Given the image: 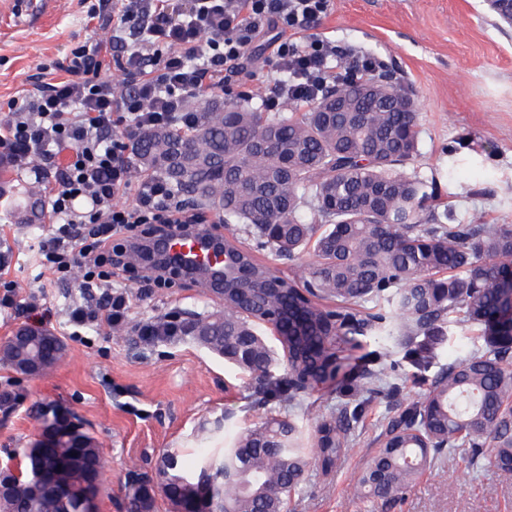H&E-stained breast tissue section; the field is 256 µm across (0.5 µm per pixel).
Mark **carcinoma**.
I'll list each match as a JSON object with an SVG mask.
<instances>
[{"instance_id": "carcinoma-1", "label": "carcinoma", "mask_w": 512, "mask_h": 512, "mask_svg": "<svg viewBox=\"0 0 512 512\" xmlns=\"http://www.w3.org/2000/svg\"><path fill=\"white\" fill-rule=\"evenodd\" d=\"M395 96L406 93L385 79H348L305 112L291 102L280 112L207 105L197 124L149 128L132 144L134 174L161 177L302 267L266 292L273 273L238 239H224L240 268L225 275L232 291L224 312L194 314L184 327L248 372L257 398L293 401L345 377L344 352L361 349L363 336L384 347L400 342L419 368L431 358L422 336L460 325L482 337L483 350L441 369L418 401L395 406L355 482L364 497L384 501L447 448L471 449L472 467L512 470V224H457L435 183L408 172L418 156V113L396 108ZM267 331L287 362L284 378L272 376ZM355 389L363 401L320 424L317 448L294 419L271 415L222 448L164 454L158 489L172 512H207L214 500L224 512H288L312 461L326 473L358 452L348 418L371 398L398 392L382 368L361 372ZM82 435L80 448L60 436L21 449L20 485L0 496V512H77L84 492L97 494L105 459L95 437ZM39 475L66 484L68 499L50 495ZM125 499L127 512H154L150 479L126 487Z\"/></svg>"}]
</instances>
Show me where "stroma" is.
Instances as JSON below:
<instances>
[{"label": "stroma", "mask_w": 512, "mask_h": 512, "mask_svg": "<svg viewBox=\"0 0 512 512\" xmlns=\"http://www.w3.org/2000/svg\"><path fill=\"white\" fill-rule=\"evenodd\" d=\"M99 3L111 14L112 0H55L49 10L32 0H0V103L32 88L44 69L64 61L72 49L104 37L91 14ZM313 33L339 50L376 58L382 72L416 101L420 155L414 169L435 180L459 221L512 223V25L497 17L489 0H331ZM48 229L45 223L0 216V237L17 258L9 276L21 298L37 291L38 242ZM137 280L134 271L113 280L129 294L130 324L123 328L70 335L67 309L81 298L73 280L43 300L45 317L0 314V346L28 324L51 330L66 347L58 364L36 378L0 364V392L14 397L0 405V468L19 467L20 448L41 432L39 409L60 405L79 417L108 461L99 512H123L129 473L153 470L173 448L193 453L215 419L237 431L269 413L287 415L312 443L320 423L337 406L353 402L347 386L331 383L290 404L263 405L252 394L248 374L191 337L140 340L133 324L219 311L224 300L200 276L182 274L147 288ZM483 346L473 329L452 326L432 338L427 371L413 368L399 347L389 348L384 364L402 386L399 400L411 402L443 365ZM390 408L384 399L365 405L354 429L360 453L342 458L327 474L312 464L288 512H512V471L488 466L466 472L464 448L424 471L395 501L354 495L352 483L379 448Z\"/></svg>", "instance_id": "1"}]
</instances>
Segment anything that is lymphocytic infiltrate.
<instances>
[{
    "label": "lymphocytic infiltrate",
    "mask_w": 512,
    "mask_h": 512,
    "mask_svg": "<svg viewBox=\"0 0 512 512\" xmlns=\"http://www.w3.org/2000/svg\"><path fill=\"white\" fill-rule=\"evenodd\" d=\"M330 2L112 0L113 36L134 38L126 61L112 63L106 42L79 46L57 64L53 83L8 101L0 115L1 161L23 170L36 156H67L52 174L46 209L53 222L38 254L42 290L80 280L82 299L69 308L72 327L127 324L129 295L112 285L125 240L191 225L166 181L132 183L127 151L140 131L192 124L194 102L219 92L252 99L239 76L258 40L276 74L262 100L270 112L282 99L307 106L328 85L376 73L369 56L353 57L342 73L332 66L336 48L312 33ZM114 67L121 79L105 77Z\"/></svg>",
    "instance_id": "lymphocytic-infiltrate-1"
}]
</instances>
